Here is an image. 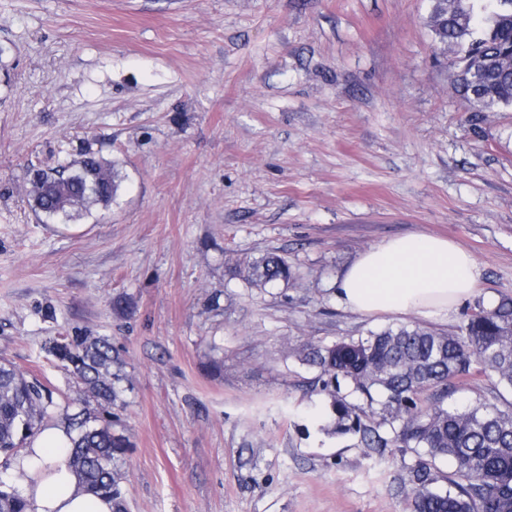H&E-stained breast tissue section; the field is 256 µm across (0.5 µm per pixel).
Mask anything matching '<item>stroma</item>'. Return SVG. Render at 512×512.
Here are the masks:
<instances>
[{"label": "stroma", "mask_w": 512, "mask_h": 512, "mask_svg": "<svg viewBox=\"0 0 512 512\" xmlns=\"http://www.w3.org/2000/svg\"><path fill=\"white\" fill-rule=\"evenodd\" d=\"M431 0H0V358L76 384L51 336L109 337L129 512H411L414 454L323 430L303 345L402 324L336 300L360 252L421 232L512 299V112L469 111ZM122 178L67 228L28 173ZM285 256L262 290L236 259Z\"/></svg>", "instance_id": "1"}]
</instances>
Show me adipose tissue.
<instances>
[{
  "label": "adipose tissue",
  "mask_w": 512,
  "mask_h": 512,
  "mask_svg": "<svg viewBox=\"0 0 512 512\" xmlns=\"http://www.w3.org/2000/svg\"><path fill=\"white\" fill-rule=\"evenodd\" d=\"M478 263L459 245L411 232L360 253L336 282V298L365 316L444 318L472 298ZM70 440L58 423L47 424L11 462L24 471L21 493L33 512H112L109 498L79 491L70 469Z\"/></svg>",
  "instance_id": "obj_1"
}]
</instances>
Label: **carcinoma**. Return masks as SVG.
<instances>
[{"mask_svg": "<svg viewBox=\"0 0 512 512\" xmlns=\"http://www.w3.org/2000/svg\"><path fill=\"white\" fill-rule=\"evenodd\" d=\"M432 2L430 27L439 54L458 70L457 92L472 110L492 104L512 111V0ZM466 51L484 58L479 73L465 68ZM119 187L112 161L84 153L33 171L28 197L35 213L68 224L94 207L109 208ZM234 272L263 288L291 278L276 253L238 258ZM44 350L80 392L58 403L43 382L0 358V467L9 469L53 417L72 434L69 464L79 487L126 512L121 468L130 444L109 419L126 391L123 360L105 336H52ZM302 361L319 371L315 385L331 398L335 431L359 436L365 448L418 454L404 479L413 512H512V410L493 401L465 410L447 404L474 371L512 391V300L477 304L460 336L387 327L366 338L310 343ZM444 459L454 467L449 476L437 467ZM0 512H30L19 490L2 481Z\"/></svg>", "mask_w": 512, "mask_h": 512, "instance_id": "carcinoma-1", "label": "carcinoma"}]
</instances>
